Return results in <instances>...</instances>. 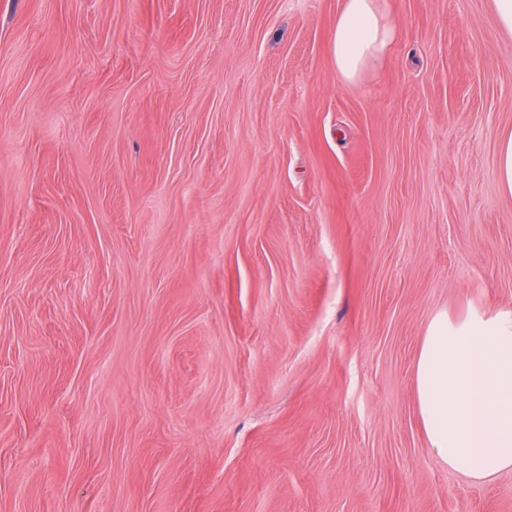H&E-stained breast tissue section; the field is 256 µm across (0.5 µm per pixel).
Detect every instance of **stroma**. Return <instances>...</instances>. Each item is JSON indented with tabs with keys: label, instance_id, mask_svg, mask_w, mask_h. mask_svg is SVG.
<instances>
[{
	"label": "stroma",
	"instance_id": "stroma-1",
	"mask_svg": "<svg viewBox=\"0 0 512 512\" xmlns=\"http://www.w3.org/2000/svg\"><path fill=\"white\" fill-rule=\"evenodd\" d=\"M0 0V512H512L429 448L430 318L512 309L494 0ZM378 4L344 0L336 18L333 55L337 73L347 82L355 81L394 41V29L383 20Z\"/></svg>",
	"mask_w": 512,
	"mask_h": 512
}]
</instances>
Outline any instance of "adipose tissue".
Here are the masks:
<instances>
[{
	"mask_svg": "<svg viewBox=\"0 0 512 512\" xmlns=\"http://www.w3.org/2000/svg\"><path fill=\"white\" fill-rule=\"evenodd\" d=\"M395 38L378 0H343L332 49L355 81ZM415 377L426 439L449 467L485 480L512 468V310L473 307L429 321Z\"/></svg>",
	"mask_w": 512,
	"mask_h": 512,
	"instance_id": "adipose-tissue-1",
	"label": "adipose tissue"
}]
</instances>
